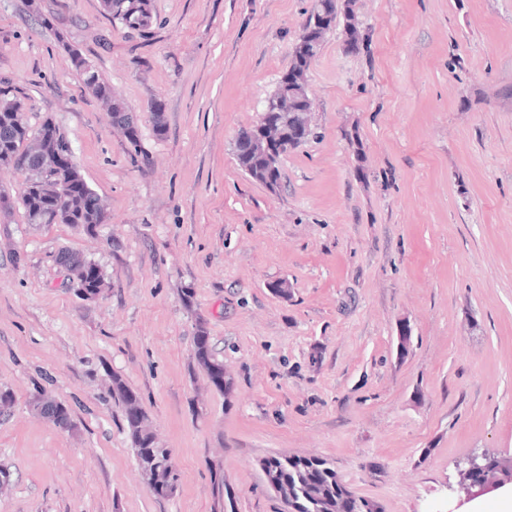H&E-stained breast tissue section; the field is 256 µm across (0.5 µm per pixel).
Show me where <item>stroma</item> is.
Listing matches in <instances>:
<instances>
[{
	"mask_svg": "<svg viewBox=\"0 0 512 512\" xmlns=\"http://www.w3.org/2000/svg\"><path fill=\"white\" fill-rule=\"evenodd\" d=\"M315 3L151 0L145 34L102 0H0V80L108 214L92 236L28 223L0 163V512H285L273 455L328 460L383 512H496L456 487L473 452L512 458V0H356L365 41L327 35L314 134L273 191L234 142ZM76 53L135 113L139 154ZM63 251L101 267L99 299ZM201 325L231 394L194 362ZM116 376L172 451L170 497L139 471ZM41 391L72 430L32 410Z\"/></svg>",
	"mask_w": 512,
	"mask_h": 512,
	"instance_id": "obj_1",
	"label": "stroma"
}]
</instances>
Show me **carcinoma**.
I'll return each instance as SVG.
<instances>
[{"label": "carcinoma", "mask_w": 512, "mask_h": 512, "mask_svg": "<svg viewBox=\"0 0 512 512\" xmlns=\"http://www.w3.org/2000/svg\"><path fill=\"white\" fill-rule=\"evenodd\" d=\"M132 0H111L112 14L120 18L128 27L138 28L136 11L131 7ZM356 0H318L315 10L310 14L292 52L291 69L307 74L311 63L320 53L326 36L336 28L337 17H343V34L349 48L356 51L364 41L356 20L354 10ZM73 63L84 75L86 87L101 99H110L111 93L98 74H90L78 57ZM9 86L0 85V161L11 162L16 159L27 166L28 175L24 189L19 197L28 222L31 224H52L53 215L59 209L66 218L63 222L75 224L89 235L106 217V210L98 194L89 189L85 193L70 197L67 193H58L52 185H42L44 172L53 167L55 150L45 149L33 155L29 152L31 135L24 119L17 115L20 102L10 97ZM112 120L123 123L129 144L134 151L138 148V132L133 113L122 103H112ZM238 166L253 180L269 185L279 183L281 178L279 161L269 168L266 162L249 150L246 141H241L235 150ZM61 265L74 273L84 266L92 264L80 254L64 252ZM193 357L197 366L212 378L213 373L224 370V362L213 353L210 339L204 326L197 328L194 336ZM112 398L122 406L127 434L131 442L138 465L151 462L157 438L153 431L142 426L133 410L140 407V398L118 377L112 378L110 389ZM30 406L52 423L72 424L71 414L63 403L43 393H37L30 401ZM269 473L279 482H285L297 493L302 503L301 512H372L373 501L365 498H353L349 490L340 481L336 470L326 459L313 461L302 457L284 459L272 456L267 459ZM157 479L166 491L165 498L171 495L178 482V474L173 464L159 468Z\"/></svg>", "instance_id": "obj_1"}]
</instances>
